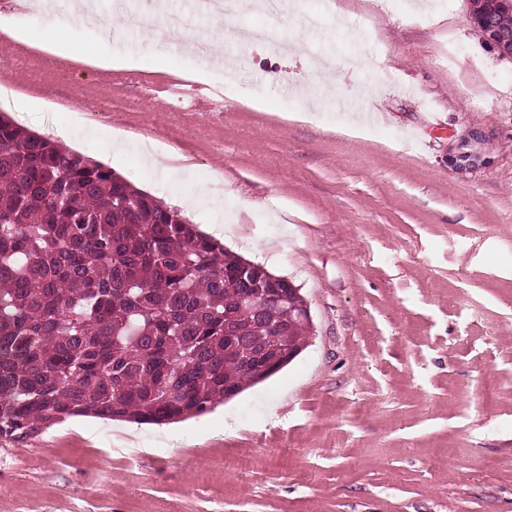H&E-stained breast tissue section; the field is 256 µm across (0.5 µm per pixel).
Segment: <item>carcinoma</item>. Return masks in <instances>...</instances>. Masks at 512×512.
Wrapping results in <instances>:
<instances>
[{"label":"carcinoma","instance_id":"1","mask_svg":"<svg viewBox=\"0 0 512 512\" xmlns=\"http://www.w3.org/2000/svg\"><path fill=\"white\" fill-rule=\"evenodd\" d=\"M480 15L512 32V0ZM248 290L280 304L243 307ZM305 305L112 168L0 112V440L74 416L207 414L249 388V357L301 353Z\"/></svg>","mask_w":512,"mask_h":512}]
</instances>
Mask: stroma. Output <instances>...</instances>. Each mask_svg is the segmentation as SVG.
Wrapping results in <instances>:
<instances>
[{"label":"stroma","instance_id":"35a3bbf8","mask_svg":"<svg viewBox=\"0 0 512 512\" xmlns=\"http://www.w3.org/2000/svg\"><path fill=\"white\" fill-rule=\"evenodd\" d=\"M99 0L101 71L42 51L95 33L52 0L61 26L27 23L0 59L23 125L67 129L66 148L109 163L160 200L213 182L196 210L227 250L291 280L314 334L282 370L212 412L168 425L72 417L0 440V512H512V55L485 42L473 0H290L277 36L311 56L241 47L245 4L217 21L166 0L198 34L221 30L224 64L193 104L169 89L199 61L147 40ZM331 59L335 81L314 69ZM481 159L453 157L471 133ZM176 153L175 181L143 147ZM135 439L137 466L114 454Z\"/></svg>","mask_w":512,"mask_h":512}]
</instances>
